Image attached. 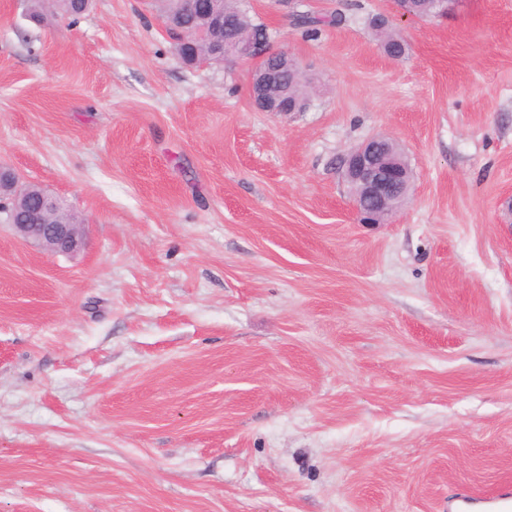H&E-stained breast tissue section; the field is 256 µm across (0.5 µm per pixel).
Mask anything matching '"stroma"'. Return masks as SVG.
<instances>
[{"label": "stroma", "mask_w": 512, "mask_h": 512, "mask_svg": "<svg viewBox=\"0 0 512 512\" xmlns=\"http://www.w3.org/2000/svg\"><path fill=\"white\" fill-rule=\"evenodd\" d=\"M314 89L190 65L157 0H0V162L76 212L0 224V512H458L512 488V0H242ZM406 41L386 57L368 26ZM399 142L361 223L339 160ZM280 4L286 8H288V14L295 12L297 9V2L295 0H279ZM291 24L297 28L301 29L302 32L307 36H317L323 29V27L327 25H331L333 23H337L341 21V18L338 19L337 16H320L309 11H299L297 10L290 17ZM440 0H399L400 7L408 17L427 18L437 15L440 11ZM413 15V16H412ZM42 198L41 208H33L25 215L26 223L13 224L8 221L16 234L25 242L42 248L47 254H71L79 251L85 244L82 224L72 211L60 202V210L53 217L54 222L76 224H54L50 217L58 205L57 200L46 194ZM5 223V224H8Z\"/></svg>", "instance_id": "1"}]
</instances>
